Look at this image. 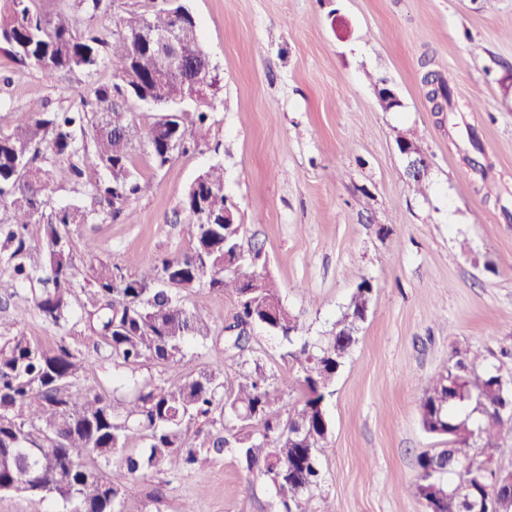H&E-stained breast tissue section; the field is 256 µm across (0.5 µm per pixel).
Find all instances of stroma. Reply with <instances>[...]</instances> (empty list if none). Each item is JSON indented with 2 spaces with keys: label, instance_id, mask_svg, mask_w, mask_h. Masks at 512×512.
<instances>
[{
  "label": "stroma",
  "instance_id": "1",
  "mask_svg": "<svg viewBox=\"0 0 512 512\" xmlns=\"http://www.w3.org/2000/svg\"><path fill=\"white\" fill-rule=\"evenodd\" d=\"M163 0H108L96 17L75 11L79 32L113 29ZM201 42L221 77L208 110L209 135L157 168L145 145L159 114L128 101L137 138L132 169L151 185L129 204L131 219L70 226L77 286L99 263L135 272V258L188 251L181 203L211 165L224 167V192L238 207L246 256L271 277L306 336L327 335L364 281L373 304L358 344L328 400L331 452L321 459L314 497L335 512H425L409 493L422 453L448 445L426 432L419 404L431 379L471 349L483 366L512 374V0H188ZM447 80L458 114L432 111L425 70ZM109 69L48 79L0 51V103L28 112L91 102ZM396 88L385 110L374 86ZM413 129L429 160L426 192L405 173L396 137ZM476 133L492 168L464 160ZM106 169L80 182L55 181L49 207L106 210L93 192ZM215 332L187 349L185 363L149 361L136 379L177 380L210 367L236 301L202 285L182 293ZM46 349L60 338L85 353L82 384L111 395L116 370L94 349L83 320L59 329L21 285L0 309V334L16 332ZM251 361L278 391L287 417L302 397L300 374L280 337L257 326ZM128 512H280L272 486L232 453L193 471L159 467L125 482Z\"/></svg>",
  "mask_w": 512,
  "mask_h": 512
}]
</instances>
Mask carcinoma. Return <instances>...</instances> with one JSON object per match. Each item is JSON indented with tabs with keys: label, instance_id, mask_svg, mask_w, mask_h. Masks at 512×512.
Instances as JSON below:
<instances>
[{
	"label": "carcinoma",
	"instance_id": "cac0c4a2",
	"mask_svg": "<svg viewBox=\"0 0 512 512\" xmlns=\"http://www.w3.org/2000/svg\"><path fill=\"white\" fill-rule=\"evenodd\" d=\"M32 0H0V49L17 62L54 78L63 72L99 68L112 73V81L92 89L94 118L84 108L34 112L15 120L0 132V198L8 196L11 224L7 241L14 244L15 259L9 280L0 288L17 294V285L38 284L34 303L47 320L59 327L69 323L76 284L69 248L68 227L86 224L90 212L80 207L46 210L48 186L59 176L79 181L84 170L103 167L110 182L97 188L109 204L138 197L150 189L131 169L134 127L119 103L126 96L173 101L186 90L201 52L198 26L190 13L179 14L178 4L151 14L127 18L124 31L112 39L79 34L72 14L64 9L39 11ZM182 22L179 37L186 54L183 66H164L141 40V32L165 31ZM427 100L441 112L457 111L451 89L442 78L424 77ZM205 112L187 116L169 112L146 135V146L163 168L177 148L188 151L206 139ZM93 129L92 142L80 143L75 131ZM224 168L211 166L189 188L182 201L185 211L203 217L182 225L191 248L157 263H141L130 275L100 264L91 275L92 288L84 291L83 310L96 322L112 363L136 370L146 361L178 365L186 358L189 342L205 344L212 336L210 324L180 302L177 291L203 283L237 299L239 312L234 336L224 337V350L211 368L176 381H133L134 393L108 398L94 386L76 392L72 385L88 364L64 339L44 349L18 332L0 335V493H26L38 499L53 496L72 504L69 512H125L117 477L107 467L126 447L131 433L145 439L144 450L125 456L123 477L134 480L147 471L164 467L181 472L224 454L226 424L236 422L234 453L250 473L275 480L281 512H334L324 503L309 507V494L321 478L320 459L330 451L331 422L328 397L339 372L336 358L317 365L314 359L336 349L350 337L303 335V324L287 306L279 323L292 335L283 337L287 356L302 373L303 401L282 420L272 412L277 400L259 367L241 374L236 388L224 389V351L236 350L244 359L251 325L260 301L278 294L274 283L248 271L224 267V250L241 245L243 225L224 224ZM37 228L44 263L27 262L30 229ZM372 286L363 282L352 295L347 312L356 315L370 301ZM448 372L431 380L421 402V421L431 433V408H443L448 428L473 423L484 448H494L503 430L512 433V417L498 412L505 392L500 371L473 375L477 355L455 350ZM218 423L212 443L196 446L193 437L200 424ZM475 442L448 438V447L418 457V474L412 486L426 512H443L448 490L463 480L475 460ZM96 464L88 463L89 457ZM502 476L485 471L472 481L474 495L488 509L498 508L504 494Z\"/></svg>",
	"mask_w": 512,
	"mask_h": 512
}]
</instances>
